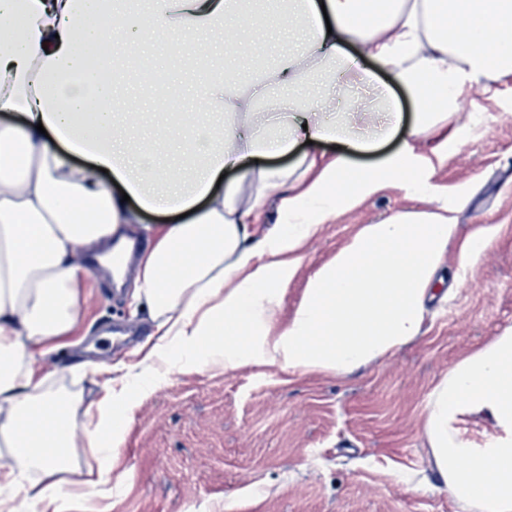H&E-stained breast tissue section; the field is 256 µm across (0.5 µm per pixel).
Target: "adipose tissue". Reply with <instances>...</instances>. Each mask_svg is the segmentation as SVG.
Instances as JSON below:
<instances>
[{
	"label": "adipose tissue",
	"mask_w": 512,
	"mask_h": 512,
	"mask_svg": "<svg viewBox=\"0 0 512 512\" xmlns=\"http://www.w3.org/2000/svg\"><path fill=\"white\" fill-rule=\"evenodd\" d=\"M279 13L247 0H0V512H60L58 474L78 470L99 430L120 441L140 395L171 357L233 372L250 364L344 376L383 361L421 333L432 284L457 226L433 177L469 126L461 100L512 79V0H290ZM292 36L261 66L272 33ZM207 35L246 58L248 82L209 78L199 111L223 126L173 119L162 105L117 117L111 84L87 67L90 47L128 49L165 39L192 51ZM390 69L415 112L403 127L389 87L362 68ZM176 125L183 154L201 158L190 185L173 177L164 146L129 148L131 133ZM398 138V147L380 145ZM348 150L326 156L321 145ZM295 155L287 167L251 159ZM234 169L238 178L218 179ZM392 186L430 198L365 225L311 276L279 332L304 242L321 225ZM276 203L281 229L249 226ZM191 212L151 237L135 267V299L156 333L121 389L86 401L48 385L44 347L77 319L86 257L144 212ZM93 428L77 434V417ZM484 426L482 441L466 435ZM420 435L461 512H512V327L451 365L430 392Z\"/></svg>",
	"instance_id": "ef3b65f1"
}]
</instances>
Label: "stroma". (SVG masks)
<instances>
[{"mask_svg":"<svg viewBox=\"0 0 512 512\" xmlns=\"http://www.w3.org/2000/svg\"><path fill=\"white\" fill-rule=\"evenodd\" d=\"M161 72L143 81L115 73L120 102L159 99L179 111L197 107L201 72L170 55L164 42L141 44ZM459 123L471 138L449 149L436 182L455 204L461 234L491 224L486 248L467 268L452 241L420 337L391 359L344 377L288 374L249 366L173 368L125 425L119 446L100 435L80 455L101 475L80 512H459L431 469L419 435L427 398L449 366L512 327V80L473 94ZM421 197L387 189L322 227L304 246V260L277 317L285 325L309 277L366 224ZM134 286L115 292L105 274L89 275L70 336L50 344L42 369L50 381L71 379L78 363L126 373L155 331Z\"/></svg>","mask_w":512,"mask_h":512,"instance_id":"35a3bbf8","label":"stroma"}]
</instances>
